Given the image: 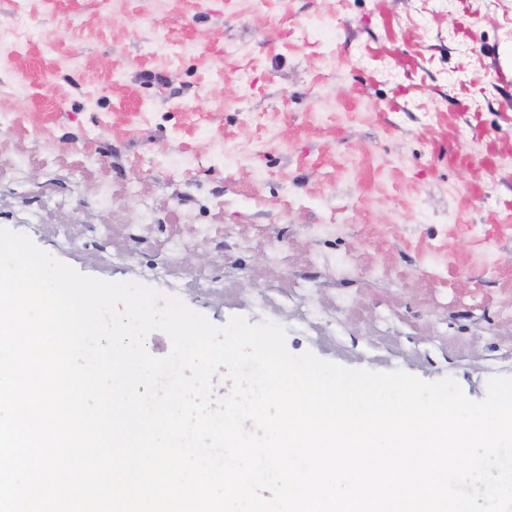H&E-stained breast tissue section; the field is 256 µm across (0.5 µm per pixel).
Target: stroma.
<instances>
[{
    "label": "stroma",
    "instance_id": "obj_1",
    "mask_svg": "<svg viewBox=\"0 0 512 512\" xmlns=\"http://www.w3.org/2000/svg\"><path fill=\"white\" fill-rule=\"evenodd\" d=\"M19 27L0 64V163L23 165L24 180L0 181V227L82 274L157 289L165 238L208 227L184 264L234 280L235 296L172 294L216 325L295 276L331 293L303 262L315 251L415 268L360 292L418 323L388 361L362 341L337 353L291 312L266 319L292 354L450 376L485 397L484 367L512 325L463 302L512 286V0H0V34ZM36 152L49 163L29 165ZM52 224L111 225L117 258L88 265ZM302 224L350 230L315 241ZM228 232L254 248L228 247ZM490 251L493 276L478 263ZM437 259L449 266L437 320L447 340L471 343L462 363L421 346L435 320L421 271Z\"/></svg>",
    "mask_w": 512,
    "mask_h": 512
}]
</instances>
